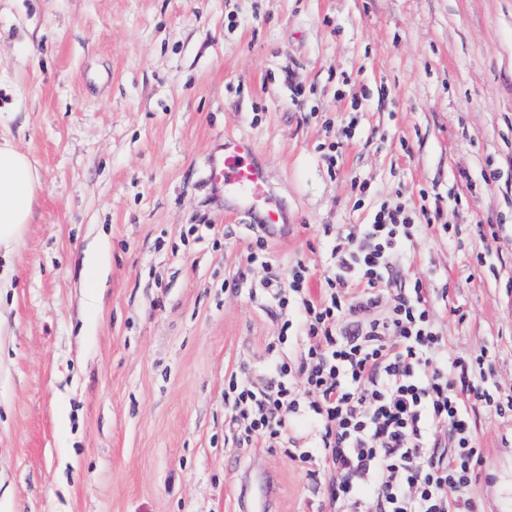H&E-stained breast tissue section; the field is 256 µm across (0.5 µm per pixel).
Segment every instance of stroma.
Returning a JSON list of instances; mask_svg holds the SVG:
<instances>
[{
  "label": "stroma",
  "instance_id": "stroma-1",
  "mask_svg": "<svg viewBox=\"0 0 512 512\" xmlns=\"http://www.w3.org/2000/svg\"><path fill=\"white\" fill-rule=\"evenodd\" d=\"M227 135L270 174L284 268H321L322 225L427 193L460 232L398 266L512 400V0H0V136L42 180L0 291V512H240L250 475L267 512H317L325 474L224 441V378L262 371L280 328L232 286L267 272L255 215L207 180ZM467 410V495L512 512V411Z\"/></svg>",
  "mask_w": 512,
  "mask_h": 512
}]
</instances>
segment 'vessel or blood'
<instances>
[{
  "label": "vessel or blood",
  "instance_id": "obj_1",
  "mask_svg": "<svg viewBox=\"0 0 512 512\" xmlns=\"http://www.w3.org/2000/svg\"><path fill=\"white\" fill-rule=\"evenodd\" d=\"M254 142L243 135L225 136L222 144L208 162L211 182L223 190L225 198L234 200L238 207L259 210L262 232L277 235L282 222L279 208H259L267 195L269 173L256 159Z\"/></svg>",
  "mask_w": 512,
  "mask_h": 512
}]
</instances>
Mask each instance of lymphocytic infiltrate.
<instances>
[{"label":"lymphocytic infiltrate","instance_id":"f902f5d3","mask_svg":"<svg viewBox=\"0 0 512 512\" xmlns=\"http://www.w3.org/2000/svg\"><path fill=\"white\" fill-rule=\"evenodd\" d=\"M418 221L433 225V211L383 207L355 230L324 225L316 296L310 267L280 271L264 238L248 255L267 270L261 293L281 327L263 373L224 380L231 439L277 443L308 418L315 440L289 456L328 475V512H461L479 462L465 401L507 409L487 386V353L449 354L429 288L393 276Z\"/></svg>","mask_w":512,"mask_h":512}]
</instances>
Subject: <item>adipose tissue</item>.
Instances as JSON below:
<instances>
[{
	"mask_svg": "<svg viewBox=\"0 0 512 512\" xmlns=\"http://www.w3.org/2000/svg\"><path fill=\"white\" fill-rule=\"evenodd\" d=\"M40 176L29 156L0 140V253L10 254L32 221Z\"/></svg>",
	"mask_w": 512,
	"mask_h": 512,
	"instance_id": "ef3b65f1",
	"label": "adipose tissue"
}]
</instances>
